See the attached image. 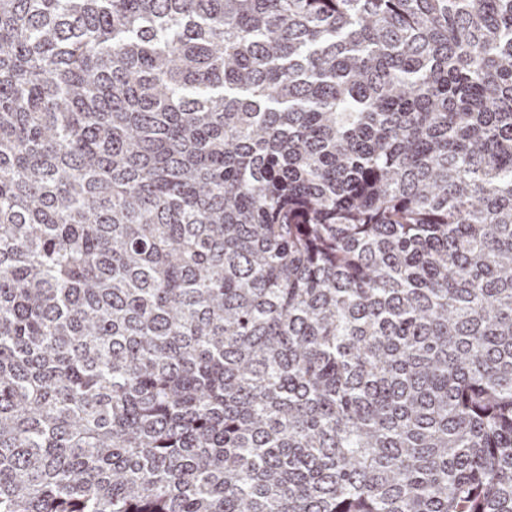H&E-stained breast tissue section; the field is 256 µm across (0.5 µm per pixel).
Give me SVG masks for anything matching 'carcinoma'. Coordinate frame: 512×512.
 I'll list each match as a JSON object with an SVG mask.
<instances>
[{
  "instance_id": "cac0c4a2",
  "label": "carcinoma",
  "mask_w": 512,
  "mask_h": 512,
  "mask_svg": "<svg viewBox=\"0 0 512 512\" xmlns=\"http://www.w3.org/2000/svg\"><path fill=\"white\" fill-rule=\"evenodd\" d=\"M0 512H512V0H0Z\"/></svg>"
}]
</instances>
